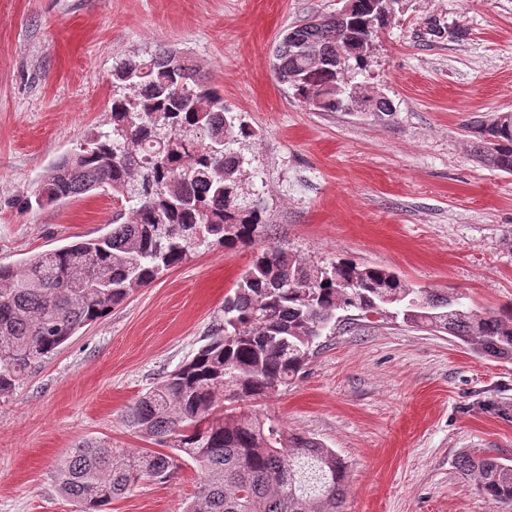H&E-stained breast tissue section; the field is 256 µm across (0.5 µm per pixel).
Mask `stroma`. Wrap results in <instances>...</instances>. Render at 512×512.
<instances>
[{"mask_svg":"<svg viewBox=\"0 0 512 512\" xmlns=\"http://www.w3.org/2000/svg\"><path fill=\"white\" fill-rule=\"evenodd\" d=\"M336 0H0V263L107 232L111 194L25 201L51 165L110 122L112 70L181 52L258 132L240 144L247 201L300 257L344 258L414 286L512 302V174L477 162L462 127L512 112V0H404L356 77L395 110L315 112L276 80L273 49ZM460 28L461 37L449 31ZM252 251L200 248L83 327L0 398V512H74L53 479L75 442L148 448L122 419L205 345ZM349 464L344 512H504L463 456L512 459V360L448 335L353 317L262 405ZM193 462L109 512H186Z\"/></svg>","mask_w":512,"mask_h":512,"instance_id":"1","label":"stroma"}]
</instances>
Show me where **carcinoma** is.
Listing matches in <instances>:
<instances>
[{
  "mask_svg": "<svg viewBox=\"0 0 512 512\" xmlns=\"http://www.w3.org/2000/svg\"><path fill=\"white\" fill-rule=\"evenodd\" d=\"M388 0H353L350 16L288 29L276 78L310 109L351 112L359 46L388 26ZM349 58L336 65L334 46ZM111 122L56 163L27 205H62L100 189L115 211L106 234L0 264V397L136 289L200 248L248 247L267 233L263 209L242 196L243 158L257 137L224 96L178 52L130 56L112 71ZM477 161L512 173V112L466 127ZM400 318L448 334L486 357L512 359V304L482 312L454 292L415 288L379 267L321 265L278 245L253 252L210 341L127 411V426L165 451L114 448L85 438L54 468L77 512H108L146 479L171 477L189 459L201 479L187 512H343L348 464L319 440L292 433L253 407L295 380L341 313ZM476 489L512 507V464L463 457Z\"/></svg>",
  "mask_w": 512,
  "mask_h": 512,
  "instance_id": "carcinoma-1",
  "label": "carcinoma"
}]
</instances>
